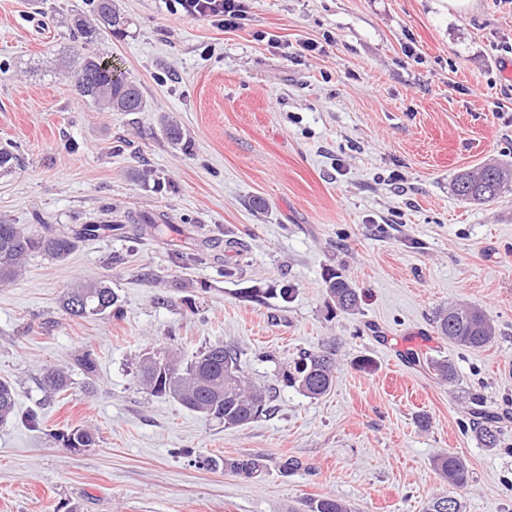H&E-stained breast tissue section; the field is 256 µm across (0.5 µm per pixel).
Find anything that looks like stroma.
<instances>
[{
    "instance_id": "35a3bbf8",
    "label": "stroma",
    "mask_w": 512,
    "mask_h": 512,
    "mask_svg": "<svg viewBox=\"0 0 512 512\" xmlns=\"http://www.w3.org/2000/svg\"><path fill=\"white\" fill-rule=\"evenodd\" d=\"M115 2L130 25L99 49L140 86L145 112L76 95L71 0H0V143L24 156L0 176V218L35 231L131 212L160 226L140 240L103 230L62 260L31 253L0 286V379L17 390L0 427V512H301L320 496L422 512L449 490L433 466L448 452L469 465L464 512H512V191L481 205L452 191L459 170L512 163V0L469 13L245 0L249 19L231 31L165 0ZM306 39L322 49L301 50ZM330 268L358 289L355 313L328 307ZM93 279L121 317L61 311L63 292ZM451 303L485 310L496 341L439 336L433 313ZM218 342L275 387L271 415L227 428L140 386L144 356L189 360ZM326 346L339 362L329 395L277 383L278 368ZM86 350L91 379L75 364ZM363 357L371 371L355 368ZM431 358L452 361L457 382ZM50 367L72 378L52 397L38 384ZM474 392L500 416L495 450L469 429ZM77 428L93 447L57 441ZM243 454L261 459L259 475L198 464ZM287 459L298 467L285 474Z\"/></svg>"
}]
</instances>
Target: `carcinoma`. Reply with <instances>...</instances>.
<instances>
[{
    "mask_svg": "<svg viewBox=\"0 0 512 512\" xmlns=\"http://www.w3.org/2000/svg\"><path fill=\"white\" fill-rule=\"evenodd\" d=\"M128 25L126 17L117 9L115 0H86L68 9L67 26L72 38L85 49L98 43L104 33H122ZM79 69L75 80L82 84V98L101 110L110 112H144L147 101L140 88L129 81L121 68L102 65L100 52L78 54ZM23 163L18 147L0 145V175L8 174ZM512 184V167L486 164L473 171H461L453 180L457 197L470 203H485L497 199ZM100 222L83 224L74 233L58 232L51 225H43L44 232L35 234L20 224L0 220V285L17 279L23 260L31 252H40L53 259L67 257L82 238L96 236ZM324 288L334 308L354 312L359 308L357 288L339 271L330 269L324 275ZM62 310L71 318L98 315H119L117 296L103 281L79 284L68 289L61 301ZM437 332L451 343L473 350L492 344L497 328L490 316L476 306L450 305L440 308L433 316ZM428 367L440 379L450 383L457 371L448 359H432ZM336 358L331 351L308 353L294 362V368L285 370L278 380L296 388L304 396L317 399L327 395L333 386ZM140 381L146 392L154 397L172 398L184 407L224 422L227 428L242 427L255 418L272 411L273 388L261 386L241 370L238 350L231 345L214 344L183 363L174 357L147 356L140 364ZM70 376L62 369L46 372L42 387L48 394L65 391ZM16 388L0 380V426L16 416ZM471 432L483 448L499 447L501 430L498 421L486 410L482 397L472 395ZM57 438L66 448H89L96 443L94 432L76 429L59 433ZM206 469L219 466L246 477L263 469V464L250 455H241L221 461L212 457L199 460ZM434 466L449 485L460 488L470 477L466 461L457 454H441ZM304 512H351L341 499L324 496L305 501ZM423 512H463V504L455 495L444 494L431 498Z\"/></svg>",
    "mask_w": 512,
    "mask_h": 512,
    "instance_id": "obj_1",
    "label": "carcinoma"
}]
</instances>
